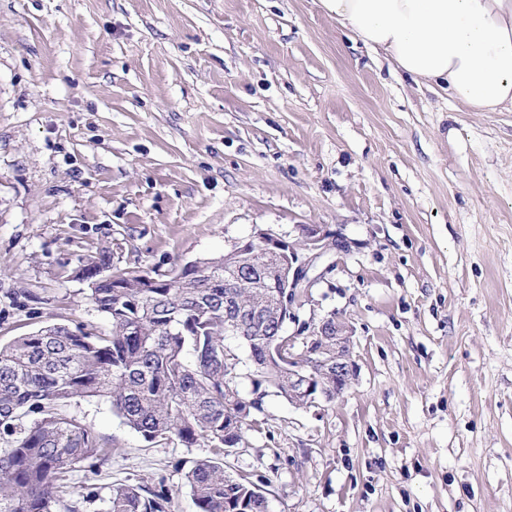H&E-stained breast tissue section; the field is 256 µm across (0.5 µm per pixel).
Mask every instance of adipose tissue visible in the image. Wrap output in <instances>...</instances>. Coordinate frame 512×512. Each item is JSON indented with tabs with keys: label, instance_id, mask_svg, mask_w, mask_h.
<instances>
[{
	"label": "adipose tissue",
	"instance_id": "obj_1",
	"mask_svg": "<svg viewBox=\"0 0 512 512\" xmlns=\"http://www.w3.org/2000/svg\"><path fill=\"white\" fill-rule=\"evenodd\" d=\"M414 80L472 112L512 106V0H321Z\"/></svg>",
	"mask_w": 512,
	"mask_h": 512
}]
</instances>
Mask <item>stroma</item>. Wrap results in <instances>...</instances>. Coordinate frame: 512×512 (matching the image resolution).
Wrapping results in <instances>:
<instances>
[{
	"label": "stroma",
	"mask_w": 512,
	"mask_h": 512,
	"mask_svg": "<svg viewBox=\"0 0 512 512\" xmlns=\"http://www.w3.org/2000/svg\"><path fill=\"white\" fill-rule=\"evenodd\" d=\"M287 333L327 317L357 365L336 400L268 393L229 471L269 512H512V107L469 112L340 27L320 0H0V343L110 324L73 278L166 272L254 232L299 245ZM66 412L110 456L69 471L196 512L184 461L109 401Z\"/></svg>",
	"instance_id": "stroma-1"
}]
</instances>
